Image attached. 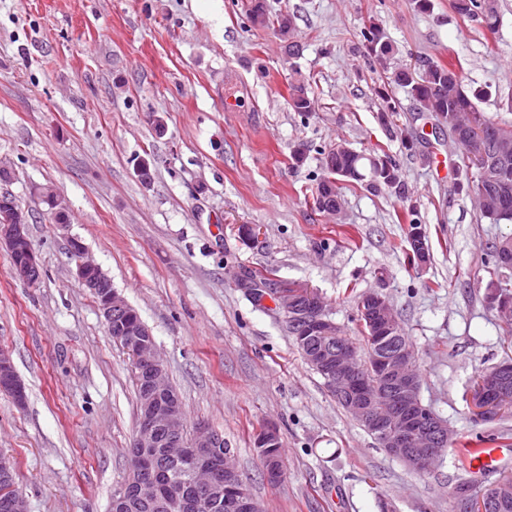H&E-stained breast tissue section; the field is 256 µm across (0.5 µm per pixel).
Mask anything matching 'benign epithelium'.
Segmentation results:
<instances>
[{
  "label": "benign epithelium",
  "instance_id": "1",
  "mask_svg": "<svg viewBox=\"0 0 512 512\" xmlns=\"http://www.w3.org/2000/svg\"><path fill=\"white\" fill-rule=\"evenodd\" d=\"M470 156L478 178L491 172L487 163L488 147L482 132L472 129ZM29 217L8 204L0 206V247H5L10 258L23 254L20 263L12 265V273L29 285L37 284L42 270L37 252L29 236ZM71 252L76 257L75 275L82 287L93 294L107 328L112 319L128 313L130 304L112 288L111 280L98 264L87 257L86 247L76 237L70 238ZM286 312V322L302 326L308 334L336 337L320 347L312 348L306 361L322 374L336 401L343 404L366 430L376 434L379 447L401 460L412 470H427L438 451L450 436L445 421L433 411L424 408L419 399V374L414 368L413 348L388 343L395 326L391 306L384 296L376 292L363 295L360 316L363 322L379 331V348L374 360L384 379L382 391L368 382L361 373L357 349L336 336V325L325 318L322 301L309 296L308 302L298 303L287 293H279ZM148 329L116 336L114 340L134 357V362L145 386L143 414L138 420L132 447L140 449L133 454V468L138 473L134 483H125L112 494V508L123 512L139 504L153 512H185L194 507L195 498L201 496L213 508L224 505L235 512H261L260 505L245 491L234 499H224V477L236 470L222 463L218 449L224 447L221 432L201 424L193 432L194 447L186 448L182 442L183 416L177 397L166 379V369L154 341L147 339ZM0 392L13 398L19 406L25 404V388L18 378L9 351L0 348ZM382 393L391 404L389 412L375 411L374 400ZM477 420L488 422L497 417L499 409L512 403V361L500 362L474 385L470 396ZM167 444L180 449L179 459L195 478L192 491L163 497L160 481L165 464L150 449ZM512 500V483L500 481L489 486L488 492L478 497L468 512H487L491 505H504Z\"/></svg>",
  "mask_w": 512,
  "mask_h": 512
}]
</instances>
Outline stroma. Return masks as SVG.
<instances>
[{"label":"stroma","instance_id":"1","mask_svg":"<svg viewBox=\"0 0 512 512\" xmlns=\"http://www.w3.org/2000/svg\"><path fill=\"white\" fill-rule=\"evenodd\" d=\"M249 0H0V181L29 212L43 274L14 277L0 248V348L26 387L0 393V451L15 466L28 512H108L129 474L137 422L132 362L78 283L68 241L81 239L138 311L179 392L188 428L223 433L263 512H452L453 488L483 490L512 465L470 475L454 453L420 475L379 448L304 360L274 298L256 306L242 271L296 281L323 298L327 319L357 334L356 295L382 294L415 351L421 398L458 442L495 433L512 445V416L475 421L479 373L512 357L486 299L489 242L512 236L457 182L475 179L461 147L404 148L433 121L397 91L378 119L387 74L362 45L376 22L393 65L456 58L478 108L512 121V0L490 31L453 0H267L294 16L299 55L277 31L251 26ZM304 80L308 117L289 105ZM238 99L224 109L226 96ZM343 141L387 153L404 193L340 182L341 217L320 212L321 154ZM304 145L305 159L291 153ZM153 163L151 183L137 175ZM52 187L67 227L34 193ZM415 208L429 247L414 261L404 215ZM255 227L243 241L240 226ZM275 425L286 477L270 484L252 436Z\"/></svg>","mask_w":512,"mask_h":512}]
</instances>
